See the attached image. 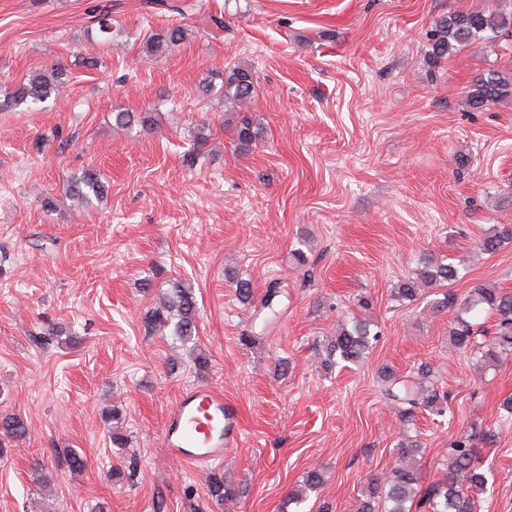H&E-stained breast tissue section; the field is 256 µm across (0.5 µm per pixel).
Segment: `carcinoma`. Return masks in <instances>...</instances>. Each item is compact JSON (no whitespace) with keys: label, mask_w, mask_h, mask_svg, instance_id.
<instances>
[{"label":"carcinoma","mask_w":512,"mask_h":512,"mask_svg":"<svg viewBox=\"0 0 512 512\" xmlns=\"http://www.w3.org/2000/svg\"><path fill=\"white\" fill-rule=\"evenodd\" d=\"M98 30L103 35L112 33V18L108 6L97 5L94 15ZM512 37V18L489 11L450 13L435 22L432 30L430 57L440 59L466 43L481 39L486 34ZM182 26L172 24L154 33L146 43L152 54L160 47L174 45L183 39ZM64 71L59 65L36 73L17 85L0 103V109L44 102L64 86ZM220 94L227 104H241L255 91L254 73L245 66L234 65L221 74ZM512 74L487 70L473 80L468 91L469 105L480 108L509 94ZM108 187L96 170L88 168L70 180L67 194L77 205H88L102 199ZM512 239V224H502L494 234L483 238L478 248L494 253L501 243ZM458 266L432 254L422 257L412 275L399 280L393 288V297L402 302H414L429 288H443L442 298L435 308L454 309L456 314L448 330L449 346L457 351H468L484 363L499 360L512 352V291L475 285L469 294L458 299L449 289L458 278ZM485 312L497 316L494 335L480 341L474 323L467 318L472 312ZM153 331L166 332L182 344L197 336V302L193 290L181 281L172 282L155 303L149 316ZM378 334L371 332L364 319L353 318L352 325L341 324L336 335L326 339V366L339 362L356 363L366 357L377 342ZM382 394L393 404L404 422H410L422 411L444 417L448 413V396L434 389H424L414 381L395 375L391 370L381 373ZM26 435V426L19 416L0 418V453L6 442ZM488 432L474 428L462 433L448 448V466L442 479L430 484L423 493L416 491L417 475L408 459L419 453L420 446L408 442L397 450L395 463L385 472L373 477L367 493L358 500L355 512H479V495L489 482L487 470L481 463L476 442L487 440ZM209 493L222 507L238 497L237 490L224 483V478L211 476Z\"/></svg>","instance_id":"carcinoma-1"}]
</instances>
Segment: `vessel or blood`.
I'll use <instances>...</instances> for the list:
<instances>
[{
    "mask_svg": "<svg viewBox=\"0 0 512 512\" xmlns=\"http://www.w3.org/2000/svg\"><path fill=\"white\" fill-rule=\"evenodd\" d=\"M237 434L236 412L223 393L210 387H193L169 409L164 444L177 461L201 464L223 459Z\"/></svg>",
    "mask_w": 512,
    "mask_h": 512,
    "instance_id": "1",
    "label": "vessel or blood"
}]
</instances>
